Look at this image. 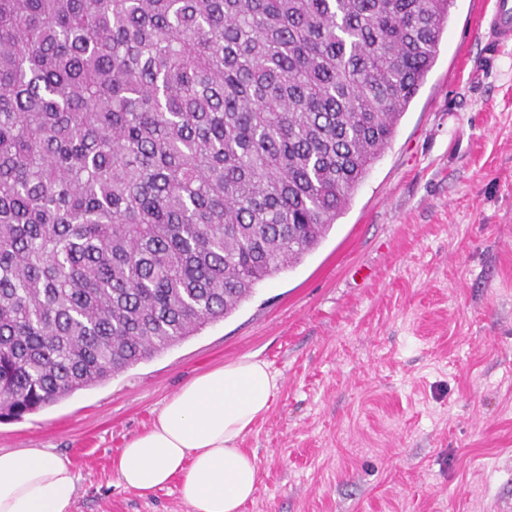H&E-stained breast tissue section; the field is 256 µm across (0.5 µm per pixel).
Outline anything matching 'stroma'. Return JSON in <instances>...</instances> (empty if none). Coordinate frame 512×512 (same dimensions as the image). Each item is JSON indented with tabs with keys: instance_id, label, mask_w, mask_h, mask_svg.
Returning <instances> with one entry per match:
<instances>
[{
	"instance_id": "35a3bbf8",
	"label": "stroma",
	"mask_w": 512,
	"mask_h": 512,
	"mask_svg": "<svg viewBox=\"0 0 512 512\" xmlns=\"http://www.w3.org/2000/svg\"><path fill=\"white\" fill-rule=\"evenodd\" d=\"M455 0L435 63L326 238L223 320L13 421L66 455L72 512H191L112 457L195 376L255 358L279 389L241 445V512H512V45Z\"/></svg>"
}]
</instances>
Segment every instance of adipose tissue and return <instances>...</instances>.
<instances>
[{
	"label": "adipose tissue",
	"mask_w": 512,
	"mask_h": 512,
	"mask_svg": "<svg viewBox=\"0 0 512 512\" xmlns=\"http://www.w3.org/2000/svg\"><path fill=\"white\" fill-rule=\"evenodd\" d=\"M277 390V376L255 359L193 378L113 456L120 485L149 496L174 482L192 512H240L256 490L257 467L238 443ZM77 481L68 457L0 449V512H71Z\"/></svg>",
	"instance_id": "1"
}]
</instances>
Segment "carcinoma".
Instances as JSON below:
<instances>
[{"mask_svg": "<svg viewBox=\"0 0 512 512\" xmlns=\"http://www.w3.org/2000/svg\"><path fill=\"white\" fill-rule=\"evenodd\" d=\"M454 0H0V420L182 343L322 243Z\"/></svg>", "mask_w": 512, "mask_h": 512, "instance_id": "cac0c4a2", "label": "carcinoma"}]
</instances>
